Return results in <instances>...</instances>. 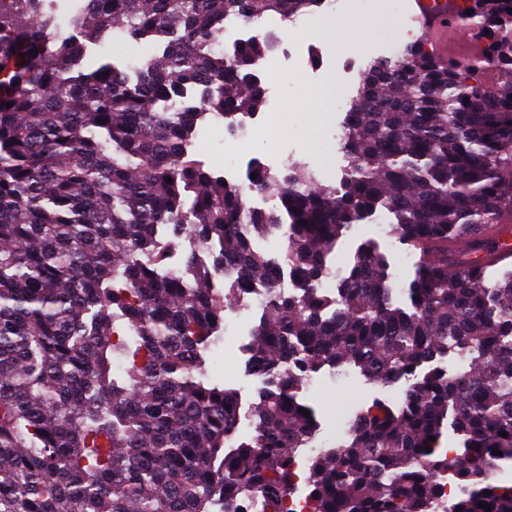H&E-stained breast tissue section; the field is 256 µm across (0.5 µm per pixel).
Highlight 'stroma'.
Instances as JSON below:
<instances>
[{
  "instance_id": "stroma-1",
  "label": "stroma",
  "mask_w": 512,
  "mask_h": 512,
  "mask_svg": "<svg viewBox=\"0 0 512 512\" xmlns=\"http://www.w3.org/2000/svg\"><path fill=\"white\" fill-rule=\"evenodd\" d=\"M339 12L329 14L327 21L311 17L304 32H287L284 23H265L276 46L269 60L278 65L279 83L275 92L266 95L262 112H277L283 117L281 138L283 150L271 154L262 138L253 139L240 161L236 184L248 182L250 169L265 164L281 172L292 162L314 167L320 180L337 183L342 179L347 158L342 149V122L346 105L355 96L359 77L369 62L397 57L407 43L414 40L409 17L413 0H342ZM367 15L374 24L372 35L359 38L352 27L358 15ZM148 41L136 42L128 38L114 40L105 36L102 43L89 46L83 59L84 69H94L100 58H110L117 65H125L139 56L152 53ZM329 87L321 120L316 126L307 123L309 103L305 89ZM374 243L389 265L395 288L394 300L404 303V290L414 276L419 260L417 251L401 245L389 232L388 225L377 221L355 225L336 243V260L341 264L352 262L362 244ZM260 318L259 311L242 312L239 322L230 324L222 344L207 354L206 373L210 382L236 389L243 406L259 399L261 380L247 368L246 348L253 327ZM232 361L233 376H225L224 363ZM404 383L383 388L368 383L357 371L350 370L345 377L325 378L315 393H302V401L313 411L320 430H328L334 410L358 411L372 402L401 399Z\"/></svg>"
}]
</instances>
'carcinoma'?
Returning <instances> with one entry per match:
<instances>
[{
    "label": "carcinoma",
    "mask_w": 512,
    "mask_h": 512,
    "mask_svg": "<svg viewBox=\"0 0 512 512\" xmlns=\"http://www.w3.org/2000/svg\"><path fill=\"white\" fill-rule=\"evenodd\" d=\"M48 2L0 0V512H214L256 494L263 512H286L293 455L316 429L300 391L352 365L407 389L311 459L309 512H431L448 468L458 493L445 512H512L494 472L512 463V273L488 287L478 266L486 230L512 234L498 223L512 210V0H474L464 19L506 78L474 83L471 65L419 40L371 63L345 112V176L265 169L263 212L186 151L195 114L223 116L234 136L264 101L253 67L268 41L258 32L228 55L225 20L291 22L323 0H79L66 35ZM110 31L161 50L81 69ZM379 209L420 250L408 304H393L371 244L328 297L336 241ZM164 226L188 250L171 276ZM256 236L282 238L283 263ZM253 285L266 301L248 369L263 389L255 434L229 448L240 399L206 379V352ZM451 354L468 369L435 365ZM449 430L460 447L445 454Z\"/></svg>",
    "instance_id": "carcinoma-1"
}]
</instances>
